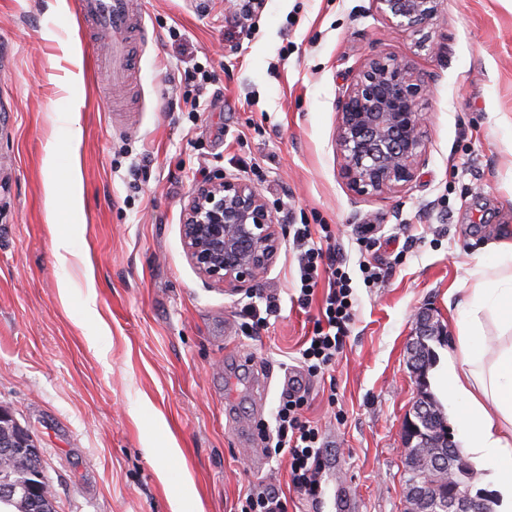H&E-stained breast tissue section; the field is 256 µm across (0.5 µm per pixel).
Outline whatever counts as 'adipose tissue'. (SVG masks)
I'll use <instances>...</instances> for the list:
<instances>
[{
  "label": "adipose tissue",
  "instance_id": "obj_1",
  "mask_svg": "<svg viewBox=\"0 0 512 512\" xmlns=\"http://www.w3.org/2000/svg\"><path fill=\"white\" fill-rule=\"evenodd\" d=\"M489 249L492 262L458 303L442 386L462 408L464 448L493 493L491 512H512V239Z\"/></svg>",
  "mask_w": 512,
  "mask_h": 512
}]
</instances>
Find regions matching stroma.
<instances>
[{
    "label": "stroma",
    "mask_w": 512,
    "mask_h": 512,
    "mask_svg": "<svg viewBox=\"0 0 512 512\" xmlns=\"http://www.w3.org/2000/svg\"><path fill=\"white\" fill-rule=\"evenodd\" d=\"M133 6L145 35L117 94L74 0H0V407L39 448L56 512H239L249 484L287 487V458L254 461L249 443L288 373L329 459L323 502L291 493L288 512H406L415 317L452 328L457 289L512 232V0H445L410 36L372 0H262L245 23L239 0ZM371 53L415 59L430 125L415 180L360 196L341 174L337 100ZM52 169L67 178L54 214ZM225 176L255 186L284 230L251 290L205 280L184 248L191 197ZM303 224L328 226L356 300L342 354L314 376L297 363L323 299L296 302L290 243ZM362 236L382 272L370 286ZM269 295L279 306L250 333L245 310Z\"/></svg>",
    "instance_id": "obj_1"
}]
</instances>
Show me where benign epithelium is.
<instances>
[{
    "mask_svg": "<svg viewBox=\"0 0 512 512\" xmlns=\"http://www.w3.org/2000/svg\"><path fill=\"white\" fill-rule=\"evenodd\" d=\"M377 16L405 33H418L437 17L443 0H372ZM430 83L413 61L371 55L349 70L338 98L336 152L342 175L358 195L385 193L411 183L426 158L425 104ZM282 232L267 202L251 183L224 177L200 185L184 214V245L193 265L226 288H254L281 245ZM416 335L445 336L447 330L422 312ZM424 404L403 425L413 438ZM414 512H485V501L462 484L448 497L430 500L421 483L405 490Z\"/></svg>",
    "mask_w": 512,
    "mask_h": 512,
    "instance_id": "benign-epithelium-1",
    "label": "benign epithelium"
}]
</instances>
